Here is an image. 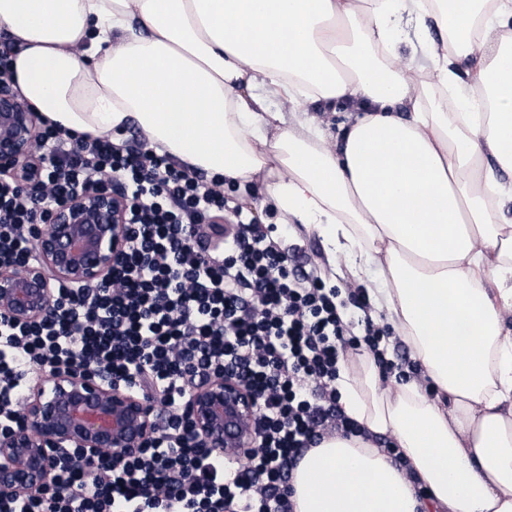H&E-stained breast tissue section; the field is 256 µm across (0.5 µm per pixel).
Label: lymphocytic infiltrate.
<instances>
[{
  "instance_id": "f902f5d3",
  "label": "lymphocytic infiltrate",
  "mask_w": 512,
  "mask_h": 512,
  "mask_svg": "<svg viewBox=\"0 0 512 512\" xmlns=\"http://www.w3.org/2000/svg\"><path fill=\"white\" fill-rule=\"evenodd\" d=\"M40 134V181L0 179V265L29 260L50 198L91 186L124 199L131 235L113 272L120 290L60 282L46 321L0 314V435L21 427L20 397L34 377L76 364L166 412L161 433L123 462L100 453L78 470L72 449L55 450L50 482L0 495V512H294L292 477L305 453L360 431L340 405V362L366 349L382 374L392 370L384 328L352 314L366 308L365 293L327 287L252 211L229 206L223 179L147 141L47 124ZM225 213L233 230L210 244L207 226ZM215 374L260 399L259 448L242 468L191 435L189 391Z\"/></svg>"
}]
</instances>
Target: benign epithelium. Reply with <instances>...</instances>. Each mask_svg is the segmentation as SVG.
<instances>
[{
  "label": "benign epithelium",
  "instance_id": "7a95c632",
  "mask_svg": "<svg viewBox=\"0 0 512 512\" xmlns=\"http://www.w3.org/2000/svg\"><path fill=\"white\" fill-rule=\"evenodd\" d=\"M43 158L37 116L0 81V173L36 180ZM130 234L124 201L90 189L51 199L34 259L0 267V313L19 324L53 313L58 282L76 287L112 281ZM258 396L221 375L195 385L186 404L193 437L227 458L258 447ZM22 426L0 437V494L36 493L52 476L51 450L78 448L79 467L95 453L121 461L161 430L156 405L74 366L44 375L21 404Z\"/></svg>",
  "mask_w": 512,
  "mask_h": 512
}]
</instances>
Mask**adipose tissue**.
Returning <instances> with one entry per match:
<instances>
[{
	"label": "adipose tissue",
	"mask_w": 512,
	"mask_h": 512,
	"mask_svg": "<svg viewBox=\"0 0 512 512\" xmlns=\"http://www.w3.org/2000/svg\"><path fill=\"white\" fill-rule=\"evenodd\" d=\"M0 31L45 122L134 124L260 184L422 368L385 383L368 355L341 366L346 416L402 462L326 439L294 473L295 512H512V0H0ZM339 99L359 107L334 132L298 109Z\"/></svg>",
	"instance_id": "obj_1"
}]
</instances>
